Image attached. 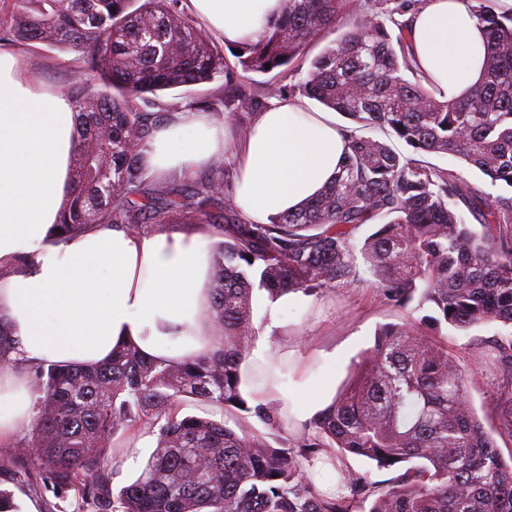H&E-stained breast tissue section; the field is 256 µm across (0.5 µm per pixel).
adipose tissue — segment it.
<instances>
[{"label": "adipose tissue", "mask_w": 512, "mask_h": 512, "mask_svg": "<svg viewBox=\"0 0 512 512\" xmlns=\"http://www.w3.org/2000/svg\"><path fill=\"white\" fill-rule=\"evenodd\" d=\"M282 7L283 0H186L228 44L258 40ZM409 25L414 58L442 95L460 96L480 78L485 37L465 0H427ZM76 124L69 99L44 90L25 50H0V318L21 359L100 365L131 344L171 363L207 350V229L169 234L92 224L59 235ZM347 147L331 113L296 97L259 112L240 141L209 113L178 110L153 128L143 164L151 175L182 176L227 156L235 163V203L266 224L316 196L338 173ZM21 255L32 256V266L11 273ZM31 402L26 375L1 370L0 441L30 422Z\"/></svg>", "instance_id": "obj_1"}]
</instances>
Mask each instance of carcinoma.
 <instances>
[{"mask_svg":"<svg viewBox=\"0 0 512 512\" xmlns=\"http://www.w3.org/2000/svg\"><path fill=\"white\" fill-rule=\"evenodd\" d=\"M466 2L484 28L486 56L482 77L458 98L442 96L415 65L404 16L425 0H284L261 38L240 45L243 71L304 69L302 94L413 150L406 156L349 128V152L328 186L298 211L252 224L224 179L227 159L213 160L210 177L190 189L159 193L143 179L156 116L136 99L222 78L228 96L214 113L222 122L282 93L239 80L184 0H0V41L77 53L68 65L82 77L66 95L79 122L59 233L90 224L134 231L183 216L224 235L211 266L217 335L206 351L165 364L128 345L98 367L22 366L34 401L20 474L96 512H353L352 499L324 495L302 473V460L336 448L379 468L409 464L384 490L343 477L353 495L371 500L361 512H512V463L471 406L469 371L438 339L444 325L512 327V195L486 197L424 160L449 153L512 189V9ZM330 31L339 35L308 57ZM377 219L385 223L363 240L361 271L355 236ZM363 272L393 305L435 315L379 327L347 383L299 431L288 430L279 403L249 405L240 385L259 333L253 290L272 299L306 294L354 285ZM14 351L0 318V370L18 367ZM497 368L500 430L512 436V354L498 356ZM189 398L233 417L236 428L179 415ZM250 417L283 432L282 446ZM141 425L158 427L154 450L115 494L106 473L115 437Z\"/></svg>","mask_w":512,"mask_h":512,"instance_id":"cac0c4a2","label":"carcinoma"}]
</instances>
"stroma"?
<instances>
[{"label": "stroma", "instance_id": "1", "mask_svg": "<svg viewBox=\"0 0 512 512\" xmlns=\"http://www.w3.org/2000/svg\"><path fill=\"white\" fill-rule=\"evenodd\" d=\"M57 52L37 45L28 57L34 72L46 91H63L72 83L69 69L58 64ZM406 310L388 303L382 292L370 283L356 286L338 285L319 294L289 301L281 316V326L269 340L270 354L286 361L290 367L288 400L298 406L310 381L319 379L328 385L329 394H336L349 376V368L357 356L372 345L379 326L406 319ZM507 329L500 324L473 328L466 332L448 329V349L471 372L468 394L471 404L486 429L494 431L495 442L502 456L512 455V438L497 433V396L501 386L494 366L498 340ZM24 432L0 442V489H9L22 512H86L75 498H56L51 488L31 489L15 467L21 452ZM123 451L112 461V488L120 490L141 471L155 446V437L148 427L121 436ZM334 468L366 480L383 489L403 473V466L377 467L375 462L329 449Z\"/></svg>", "mask_w": 512, "mask_h": 512}]
</instances>
